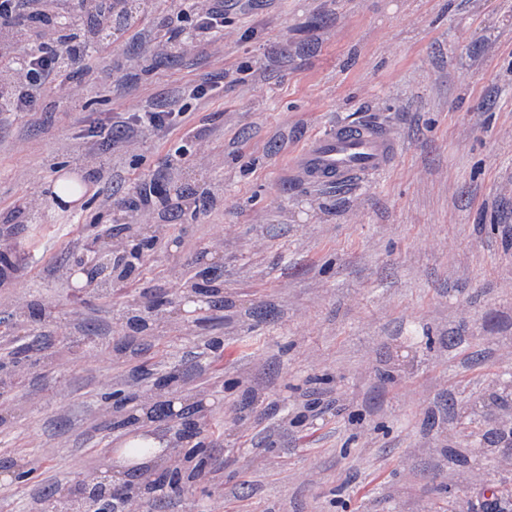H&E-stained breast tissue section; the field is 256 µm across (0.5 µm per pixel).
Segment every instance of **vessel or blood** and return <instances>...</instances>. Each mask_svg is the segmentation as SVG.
<instances>
[{"label":"vessel or blood","mask_w":512,"mask_h":512,"mask_svg":"<svg viewBox=\"0 0 512 512\" xmlns=\"http://www.w3.org/2000/svg\"><path fill=\"white\" fill-rule=\"evenodd\" d=\"M394 128L372 117L340 123L315 136L291 162V177L303 185L327 188L368 181L395 163Z\"/></svg>","instance_id":"obj_1"}]
</instances>
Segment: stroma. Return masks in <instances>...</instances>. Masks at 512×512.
Segmentation results:
<instances>
[{
	"label": "stroma",
	"instance_id": "obj_1",
	"mask_svg": "<svg viewBox=\"0 0 512 512\" xmlns=\"http://www.w3.org/2000/svg\"><path fill=\"white\" fill-rule=\"evenodd\" d=\"M224 30L144 51L161 18L140 0L79 96L0 112V233L28 270L0 288V512L98 479L128 423L105 417L135 376L176 367L205 384L209 415L184 444L207 463L154 512H461L512 471L451 451L473 439L451 403L480 404L512 373V0H234ZM223 84L219 97L188 85ZM184 109L200 139L103 145L90 130L135 108ZM398 130L391 170L338 191L294 183L292 158L365 115ZM67 174L89 192L52 196ZM161 187L203 205L176 215L122 289L76 295L88 241L126 238L106 195ZM213 291L196 322L164 307L153 335L128 309L173 296L184 274Z\"/></svg>",
	"mask_w": 512,
	"mask_h": 512
}]
</instances>
